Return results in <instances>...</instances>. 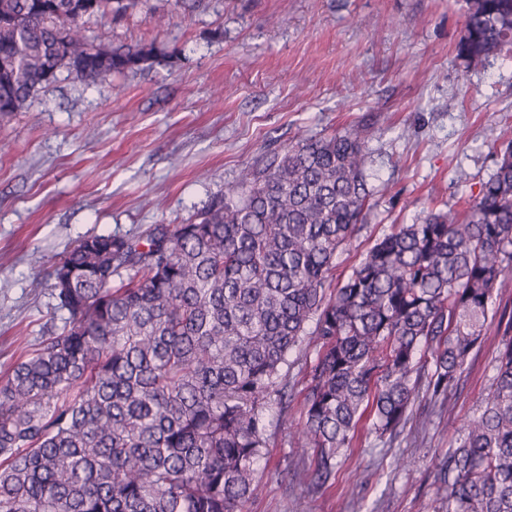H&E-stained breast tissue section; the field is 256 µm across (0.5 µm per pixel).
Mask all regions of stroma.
Wrapping results in <instances>:
<instances>
[{
	"mask_svg": "<svg viewBox=\"0 0 512 512\" xmlns=\"http://www.w3.org/2000/svg\"><path fill=\"white\" fill-rule=\"evenodd\" d=\"M465 0H140L91 41L155 45L156 59L96 82L57 71L0 114V378L61 322L50 272L98 234L194 216L269 145L367 127L373 196L336 255L347 277L394 224L464 210L497 168L491 132L512 125V57L457 55ZM43 265L30 262L31 253ZM502 344L473 351L453 414H478ZM290 425L271 434L242 512H446L434 481L453 434L408 423L390 444L361 430L316 492L294 477Z\"/></svg>",
	"mask_w": 512,
	"mask_h": 512,
	"instance_id": "1",
	"label": "stroma"
}]
</instances>
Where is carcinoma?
Instances as JSON below:
<instances>
[{
	"label": "carcinoma",
	"mask_w": 512,
	"mask_h": 512,
	"mask_svg": "<svg viewBox=\"0 0 512 512\" xmlns=\"http://www.w3.org/2000/svg\"><path fill=\"white\" fill-rule=\"evenodd\" d=\"M137 4L0 0V113L63 67L95 81L155 59L153 44L83 32ZM511 52L512 0H466L457 55ZM493 144L497 169L467 210L391 225L341 281L336 254L372 196L359 124L264 151L186 221L83 239L51 273L68 317L0 382V512H239L299 384L308 489L365 416L396 438L423 388L421 427L457 435L436 471L448 512H512V310L480 412L445 420L489 303L512 288V130Z\"/></svg>",
	"instance_id": "carcinoma-1"
}]
</instances>
